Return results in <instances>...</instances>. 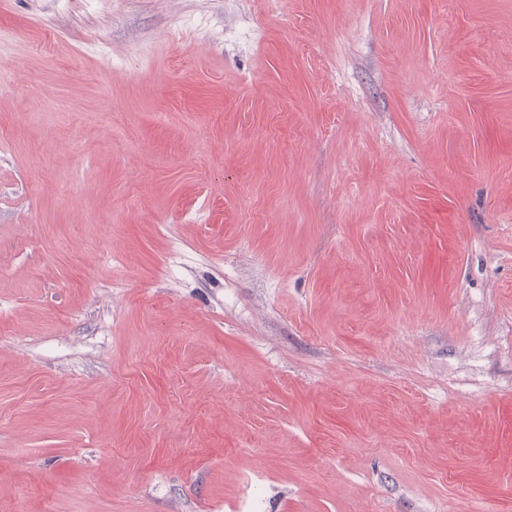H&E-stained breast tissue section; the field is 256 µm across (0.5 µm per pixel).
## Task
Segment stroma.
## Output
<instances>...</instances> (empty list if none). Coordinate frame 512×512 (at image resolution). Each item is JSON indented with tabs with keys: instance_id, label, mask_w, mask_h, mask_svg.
<instances>
[{
	"instance_id": "1",
	"label": "stroma",
	"mask_w": 512,
	"mask_h": 512,
	"mask_svg": "<svg viewBox=\"0 0 512 512\" xmlns=\"http://www.w3.org/2000/svg\"><path fill=\"white\" fill-rule=\"evenodd\" d=\"M512 512V0H0V512Z\"/></svg>"
}]
</instances>
